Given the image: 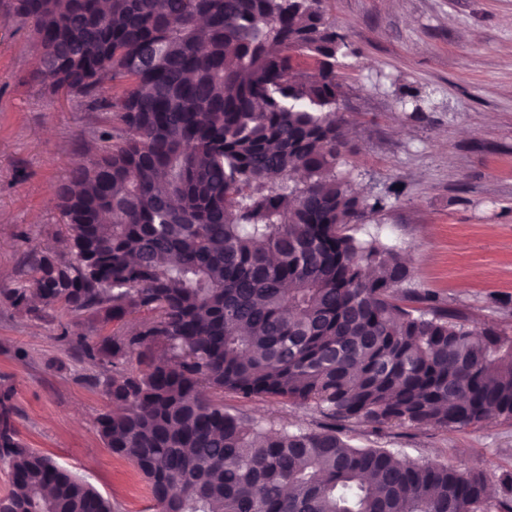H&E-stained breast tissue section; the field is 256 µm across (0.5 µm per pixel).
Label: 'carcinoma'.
I'll return each instance as SVG.
<instances>
[{
  "label": "carcinoma",
  "instance_id": "obj_1",
  "mask_svg": "<svg viewBox=\"0 0 512 512\" xmlns=\"http://www.w3.org/2000/svg\"><path fill=\"white\" fill-rule=\"evenodd\" d=\"M37 74L112 112L58 189L71 257L0 298L131 328L85 352L120 410L99 436L169 512H484L477 471L355 446L336 422L461 430L512 418V336L398 290L408 260L338 170L344 37L324 0H11ZM136 362L131 366L130 362ZM311 405L277 426L219 395ZM0 392V512H113L20 439Z\"/></svg>",
  "mask_w": 512,
  "mask_h": 512
}]
</instances>
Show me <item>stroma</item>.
<instances>
[{"label": "stroma", "mask_w": 512, "mask_h": 512, "mask_svg": "<svg viewBox=\"0 0 512 512\" xmlns=\"http://www.w3.org/2000/svg\"><path fill=\"white\" fill-rule=\"evenodd\" d=\"M343 35L341 112L352 150L342 168L357 192L383 206L356 225L382 233L408 258L403 289L427 294L478 325L512 334V0H328ZM0 4V290L25 279L30 253L66 254L56 191L89 157L110 112L36 78L40 44L29 23ZM419 91L424 109L402 106ZM99 319L33 320L0 302V386L15 391V425L108 498L115 512H155L150 488L105 448L96 427L111 408L84 353L111 334ZM224 405L312 428L306 405L224 397ZM358 446L483 472L501 512L498 479L512 471V419L462 430L345 422Z\"/></svg>", "instance_id": "obj_1"}]
</instances>
